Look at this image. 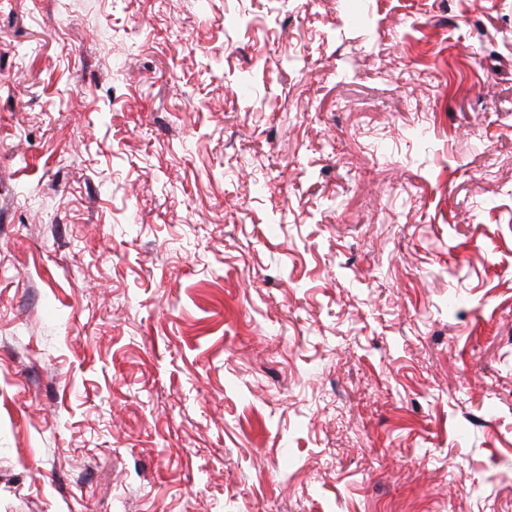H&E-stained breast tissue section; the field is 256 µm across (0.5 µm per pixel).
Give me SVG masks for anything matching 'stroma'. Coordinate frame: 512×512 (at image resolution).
<instances>
[{
    "mask_svg": "<svg viewBox=\"0 0 512 512\" xmlns=\"http://www.w3.org/2000/svg\"><path fill=\"white\" fill-rule=\"evenodd\" d=\"M0 512H512V0H0Z\"/></svg>",
    "mask_w": 512,
    "mask_h": 512,
    "instance_id": "obj_1",
    "label": "stroma"
}]
</instances>
